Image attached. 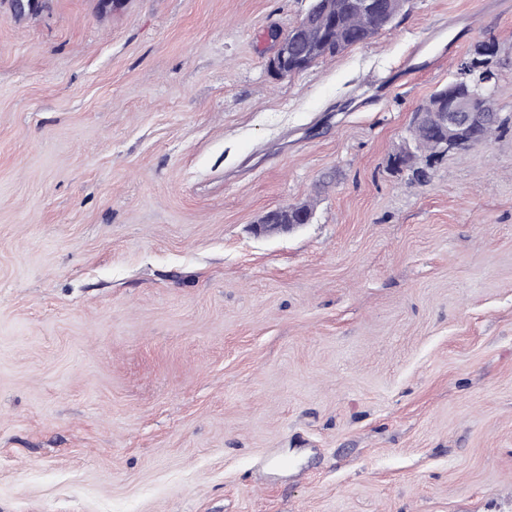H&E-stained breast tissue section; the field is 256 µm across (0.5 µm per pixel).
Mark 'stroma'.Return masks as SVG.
Instances as JSON below:
<instances>
[{
    "mask_svg": "<svg viewBox=\"0 0 512 512\" xmlns=\"http://www.w3.org/2000/svg\"><path fill=\"white\" fill-rule=\"evenodd\" d=\"M309 5L0 0V512H512V0L274 78ZM480 41L502 125L411 180ZM411 140L414 142V158L422 153H425L426 162L432 159L439 158L447 151H441L440 144L437 138V131L434 127L429 125H420L414 129L411 128ZM413 158V160H414ZM313 211L307 204H294L288 209L271 210L260 219V224H291V228L308 224Z\"/></svg>",
    "mask_w": 512,
    "mask_h": 512,
    "instance_id": "1",
    "label": "stroma"
}]
</instances>
